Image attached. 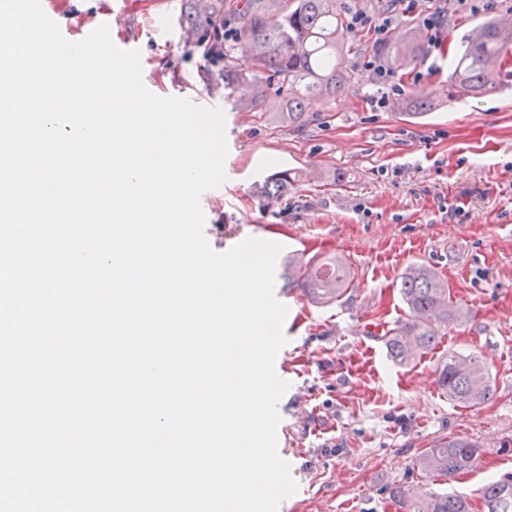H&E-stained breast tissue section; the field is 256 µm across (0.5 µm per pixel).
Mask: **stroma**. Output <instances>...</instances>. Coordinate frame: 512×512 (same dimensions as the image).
<instances>
[{"instance_id":"35a3bbf8","label":"stroma","mask_w":512,"mask_h":512,"mask_svg":"<svg viewBox=\"0 0 512 512\" xmlns=\"http://www.w3.org/2000/svg\"><path fill=\"white\" fill-rule=\"evenodd\" d=\"M122 33L137 43L143 82H183L204 91L202 50L166 44L183 0H126ZM481 15L451 12L442 46L418 51L397 76L401 95L373 110L377 91L363 67L376 40L345 37L353 74L336 95H316L308 123L288 128L213 95L225 115L224 198L208 210L204 234L225 252L247 237L320 257L344 254L354 269L338 302L310 304L286 290L289 388L277 409V451L298 485L278 512H385L389 487L472 493L512 471L497 453L512 437V92L440 104L421 119L411 103L446 85L452 51ZM298 171L286 201L267 206L252 193L270 168ZM413 263L432 266L468 320L442 328L439 343L404 365L389 357L372 328L406 319L400 277ZM473 353L498 388L496 400L466 408L436 383L448 352ZM441 436L469 437L487 453L447 485L415 460Z\"/></svg>"}]
</instances>
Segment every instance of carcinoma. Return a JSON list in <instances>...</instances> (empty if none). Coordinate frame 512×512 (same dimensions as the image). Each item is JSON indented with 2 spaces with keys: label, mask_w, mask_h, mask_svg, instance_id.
Segmentation results:
<instances>
[{
  "label": "carcinoma",
  "mask_w": 512,
  "mask_h": 512,
  "mask_svg": "<svg viewBox=\"0 0 512 512\" xmlns=\"http://www.w3.org/2000/svg\"><path fill=\"white\" fill-rule=\"evenodd\" d=\"M240 14L249 26L224 38V28ZM187 40L208 51L221 53L222 71L203 75L209 90L244 92L233 101L246 112L271 113L277 123L299 127L306 122L305 99L314 92L330 95L352 78L345 65V22L336 0H186L177 19ZM415 38L381 46L389 62L405 60ZM463 50L448 72V101L479 97L504 88L503 73L512 68V30L488 19L462 40ZM285 95L275 112L268 99L273 88ZM295 181L292 172H273L255 184L263 203L280 202ZM281 277L286 285L304 292L309 301L327 306L339 300L350 286L346 258L330 254L317 260L302 253L288 254ZM400 294L409 318L385 333L389 356L407 364L419 351L433 347L440 336L438 324L461 321L468 312L449 298L448 284L429 265L409 267L402 276ZM437 383L448 398L465 407H480L496 397L497 387L488 369L475 355L448 353L438 367ZM483 454L482 447L464 438H440L417 457L420 471L453 482L470 472ZM388 505L396 512H512V472L504 473L477 489L475 497L460 493L425 494L410 484L388 488Z\"/></svg>",
  "instance_id": "carcinoma-1"
}]
</instances>
